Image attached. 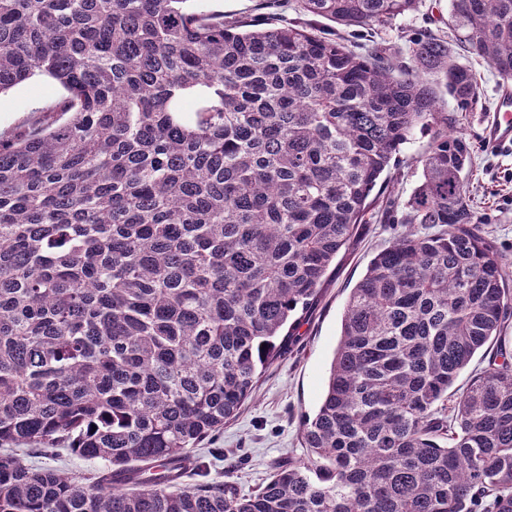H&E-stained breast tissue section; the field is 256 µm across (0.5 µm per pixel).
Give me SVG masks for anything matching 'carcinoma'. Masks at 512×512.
I'll return each instance as SVG.
<instances>
[{"mask_svg":"<svg viewBox=\"0 0 512 512\" xmlns=\"http://www.w3.org/2000/svg\"><path fill=\"white\" fill-rule=\"evenodd\" d=\"M187 2L0 0V94L64 90L0 136V446L105 462L1 454L0 512H512V286L440 95L477 103L473 72L437 35L356 51ZM416 3L298 8L373 30ZM448 25L512 80V0H450ZM417 130L421 180L379 215ZM379 216L406 230L350 291L305 457L250 494L209 478L194 449ZM25 452L20 451L18 453L22 455L25 462L30 466L53 467L70 474L88 475L100 466L99 463L80 458L70 451L63 449L58 450L56 455L52 457H40Z\"/></svg>","mask_w":512,"mask_h":512,"instance_id":"cac0c4a2","label":"carcinoma"}]
</instances>
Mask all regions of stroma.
<instances>
[{
	"mask_svg": "<svg viewBox=\"0 0 512 512\" xmlns=\"http://www.w3.org/2000/svg\"><path fill=\"white\" fill-rule=\"evenodd\" d=\"M192 9L244 16L274 25L298 23L333 38L341 26L324 18L299 12L295 0H279L272 9L261 0H193ZM448 31V0H419L410 13L379 30V40L390 52H404L411 41L434 32ZM479 100L460 112L459 132L473 146L471 193L474 209L487 217L485 230L506 257L512 271V145L494 147L485 140L482 117L494 111L503 90L501 80L482 59L470 56ZM62 89L35 76L0 94V135L31 118L33 110L59 99ZM430 135L416 132L392 167L398 175L401 196L418 184L422 168L416 159L427 148ZM391 225L373 223L364 234L341 250L322 287L318 303L300 328L294 350L283 352L267 369L253 397L234 421L217 433L209 444L199 447L198 456L210 465L212 477L228 482L244 494L258 490L269 478L272 465L306 454L301 445L303 414L314 413L322 398L330 362L337 345L341 317L352 288L362 279L372 257L393 240Z\"/></svg>",
	"mask_w": 512,
	"mask_h": 512,
	"instance_id": "35a3bbf8",
	"label": "stroma"
}]
</instances>
